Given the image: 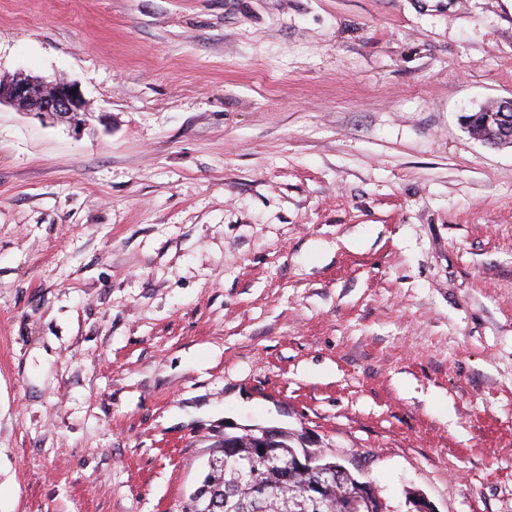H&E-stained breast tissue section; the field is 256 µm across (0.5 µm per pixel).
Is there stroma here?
I'll list each match as a JSON object with an SVG mask.
<instances>
[{"mask_svg":"<svg viewBox=\"0 0 512 512\" xmlns=\"http://www.w3.org/2000/svg\"><path fill=\"white\" fill-rule=\"evenodd\" d=\"M19 71L92 115L0 107V512H184L262 428L512 512V147L462 122L512 0H0Z\"/></svg>","mask_w":512,"mask_h":512,"instance_id":"stroma-1","label":"stroma"}]
</instances>
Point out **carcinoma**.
<instances>
[{
  "label": "carcinoma",
  "mask_w": 512,
  "mask_h": 512,
  "mask_svg": "<svg viewBox=\"0 0 512 512\" xmlns=\"http://www.w3.org/2000/svg\"><path fill=\"white\" fill-rule=\"evenodd\" d=\"M232 453L235 467L224 465V456ZM291 456L290 445L270 451L266 456L248 440H240L230 450L208 463V472L198 487V512H328L336 504V493L347 497L348 482L331 480L318 506L310 505L303 497V487L309 477L300 473L289 476L276 472V480L268 482L269 467Z\"/></svg>",
  "instance_id": "carcinoma-1"
}]
</instances>
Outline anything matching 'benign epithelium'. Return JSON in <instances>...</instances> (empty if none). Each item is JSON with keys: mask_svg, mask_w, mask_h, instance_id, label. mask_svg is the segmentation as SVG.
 I'll use <instances>...</instances> for the list:
<instances>
[{"mask_svg": "<svg viewBox=\"0 0 512 512\" xmlns=\"http://www.w3.org/2000/svg\"><path fill=\"white\" fill-rule=\"evenodd\" d=\"M3 103L75 129L85 125L90 116L88 102L77 84L49 82L23 72L0 80V105ZM463 124L473 138L486 145L512 146V98L482 107L480 114L463 119ZM348 506L383 512L382 503L368 482L357 485V494ZM348 506L339 502L336 510L345 512Z\"/></svg>", "mask_w": 512, "mask_h": 512, "instance_id": "7a95c632", "label": "benign epithelium"}]
</instances>
